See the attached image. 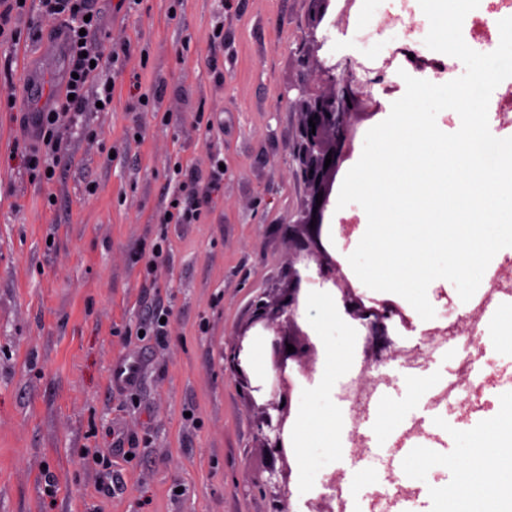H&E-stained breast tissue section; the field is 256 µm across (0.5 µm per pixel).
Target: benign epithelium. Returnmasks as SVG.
<instances>
[{
	"mask_svg": "<svg viewBox=\"0 0 512 512\" xmlns=\"http://www.w3.org/2000/svg\"><path fill=\"white\" fill-rule=\"evenodd\" d=\"M318 10L312 21L307 43L311 45L308 54L318 74L319 85L304 86L299 89L296 100L302 122L297 159L306 187L307 199L304 215L299 226L303 233L295 241L294 261L288 265V286L281 289L276 301L269 304L258 301L252 308L251 325H261L265 330H274L276 339L272 343L275 354V381L269 394L271 399L262 406L255 422L256 435L265 455L271 461L266 478L259 485L272 491L270 512H290L288 509L289 489L287 483L288 441L286 438L287 420L291 403V384L288 366L295 363L301 369L309 368L315 358V347L307 334L290 331L296 325V316L304 310L303 275L294 262L303 258L314 261L321 282L329 283L341 292L340 301L344 313L365 328L371 340L380 345L392 344L386 339L387 320H400L401 325H409V320L397 304L390 300L364 301L363 295L348 281L341 267L326 250L322 242V226L336 175L352 154L356 135V117L373 110L376 102L365 91V85L351 78H338L334 71L338 65H328L317 56L322 43L316 38V30L326 14L330 0H315ZM315 126H309V122ZM331 164L325 165L326 157ZM323 193L322 203H316L318 193ZM285 317L284 323L277 322ZM293 345L295 352H287V345ZM225 361L238 379L240 388L246 393L260 391L251 385L247 373L249 351L242 344L234 346L225 354ZM282 467L276 468L275 462Z\"/></svg>",
	"mask_w": 512,
	"mask_h": 512,
	"instance_id": "benign-epithelium-1",
	"label": "benign epithelium"
}]
</instances>
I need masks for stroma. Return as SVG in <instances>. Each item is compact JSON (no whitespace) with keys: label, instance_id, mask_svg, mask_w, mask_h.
<instances>
[{"label":"stroma","instance_id":"obj_1","mask_svg":"<svg viewBox=\"0 0 512 512\" xmlns=\"http://www.w3.org/2000/svg\"><path fill=\"white\" fill-rule=\"evenodd\" d=\"M100 0L104 49L123 51L112 104L87 102L80 128L63 126L53 180L33 179L22 152L36 145L24 113L58 97L67 56L41 57L30 30L53 21L13 14L17 41L0 42V512H269L259 486L267 464L256 437L261 398L240 389L224 354L253 340L252 384L272 368L271 337L250 325L256 299L274 301L300 234L305 204L295 147L302 62L312 0H141L128 15ZM365 0L348 16L329 8L317 31L320 58L382 63L397 37L423 40L418 0H386L364 23ZM223 26L224 41L212 33ZM40 76L38 98L29 79ZM158 113L138 109L146 89ZM213 118L205 132L197 113ZM224 158V189L196 224H163L175 164L209 173ZM162 246L154 257V246ZM435 315L400 329L384 363L392 402L411 380L441 371L448 343L422 329L458 321L455 288L434 290ZM170 313L163 336H139L155 303ZM364 332L329 396L344 424L357 418L347 387L365 368ZM141 360L139 383L115 387L120 363ZM474 410L447 398L426 419L430 433L454 421L450 448L501 405L473 395ZM288 457L291 512H324L320 475L299 480Z\"/></svg>","mask_w":512,"mask_h":512}]
</instances>
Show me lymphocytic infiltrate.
Instances as JSON below:
<instances>
[{
  "label": "lymphocytic infiltrate",
  "instance_id": "1",
  "mask_svg": "<svg viewBox=\"0 0 512 512\" xmlns=\"http://www.w3.org/2000/svg\"><path fill=\"white\" fill-rule=\"evenodd\" d=\"M42 16L61 20L65 26V47L69 59L70 77L65 82L64 94L54 106L45 112L35 113L33 123L41 144L37 150L24 154L28 169L45 180H52L54 155L58 149L56 133L62 120L77 121L83 110L87 87L98 83L99 102L103 106L112 103L108 82L99 78L104 67L120 69L119 56L108 57L95 45L93 38L101 25L96 0H38ZM220 156H213L206 182H199L190 169L175 166L169 180L166 195L168 202L163 213L173 224L196 223L203 208L214 194L224 186V172L220 168Z\"/></svg>",
  "mask_w": 512,
  "mask_h": 512
}]
</instances>
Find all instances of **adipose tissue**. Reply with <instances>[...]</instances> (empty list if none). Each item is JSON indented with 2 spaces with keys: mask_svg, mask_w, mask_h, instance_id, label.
Here are the masks:
<instances>
[{
  "mask_svg": "<svg viewBox=\"0 0 512 512\" xmlns=\"http://www.w3.org/2000/svg\"><path fill=\"white\" fill-rule=\"evenodd\" d=\"M337 412L326 391L305 394L302 416L292 437L303 460L304 474H312L321 465L320 451L335 455L340 446L337 432ZM468 468L458 477L455 492H440L442 502L452 512H478L481 504L495 501L499 485L488 483V469L500 470L512 478V410L508 409L485 419L481 435L470 440L466 447Z\"/></svg>",
  "mask_w": 512,
  "mask_h": 512,
  "instance_id": "ef3b65f1",
  "label": "adipose tissue"
}]
</instances>
